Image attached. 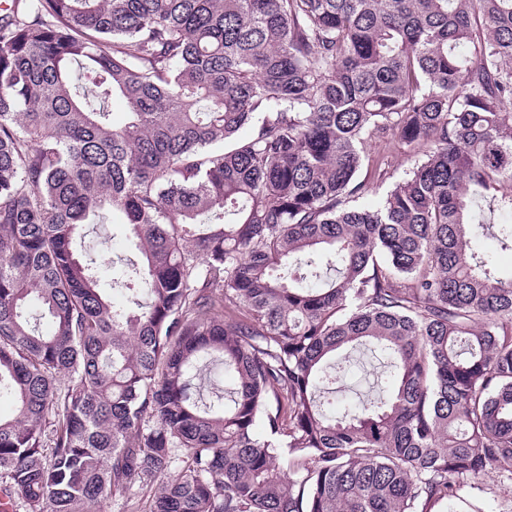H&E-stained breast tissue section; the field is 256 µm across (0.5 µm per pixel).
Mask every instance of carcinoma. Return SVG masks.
<instances>
[{"label": "carcinoma", "instance_id": "carcinoma-1", "mask_svg": "<svg viewBox=\"0 0 512 512\" xmlns=\"http://www.w3.org/2000/svg\"><path fill=\"white\" fill-rule=\"evenodd\" d=\"M372 138L413 155L368 210ZM505 182L512 0H11L0 480L28 512L138 479L160 483L137 512H443L492 469L512 485V275L471 245ZM106 211L141 255L122 306L82 252ZM358 345L386 381L338 414ZM211 366L237 385L208 403Z\"/></svg>", "mask_w": 512, "mask_h": 512}]
</instances>
